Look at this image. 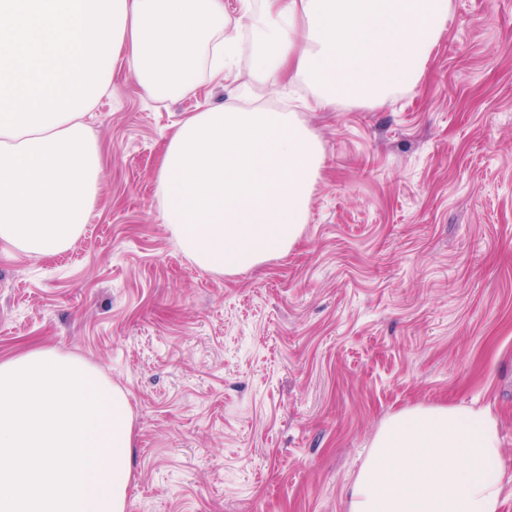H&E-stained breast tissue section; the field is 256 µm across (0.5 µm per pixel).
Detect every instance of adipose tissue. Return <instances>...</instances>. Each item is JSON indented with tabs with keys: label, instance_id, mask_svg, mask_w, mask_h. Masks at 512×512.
<instances>
[{
	"label": "adipose tissue",
	"instance_id": "adipose-tissue-1",
	"mask_svg": "<svg viewBox=\"0 0 512 512\" xmlns=\"http://www.w3.org/2000/svg\"><path fill=\"white\" fill-rule=\"evenodd\" d=\"M264 81H300L322 104L416 85L452 0H239ZM239 47L224 0H0V243L32 257L80 235L101 151L84 121L124 59L172 99L224 80ZM128 395L52 348L0 359V512H125ZM497 418L415 406L380 426L348 512H501Z\"/></svg>",
	"mask_w": 512,
	"mask_h": 512
}]
</instances>
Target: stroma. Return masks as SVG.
Listing matches in <instances>:
<instances>
[{
  "label": "stroma",
  "mask_w": 512,
  "mask_h": 512,
  "mask_svg": "<svg viewBox=\"0 0 512 512\" xmlns=\"http://www.w3.org/2000/svg\"><path fill=\"white\" fill-rule=\"evenodd\" d=\"M241 37L229 79L179 99L116 63L83 232L45 258L0 244V358L52 347L128 394L126 512H347L377 429L417 405L497 418L512 512V0H453L421 80L375 103L295 108ZM226 102L298 112L324 157L297 242L223 276L171 241L156 173Z\"/></svg>",
  "instance_id": "obj_1"
}]
</instances>
